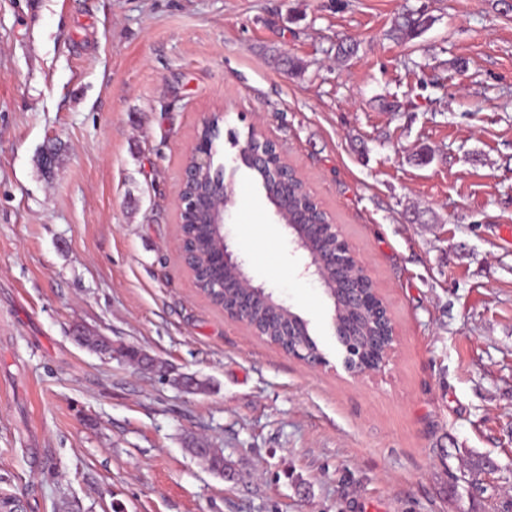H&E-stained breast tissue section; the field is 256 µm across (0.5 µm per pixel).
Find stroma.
I'll return each mask as SVG.
<instances>
[{
  "instance_id": "1",
  "label": "stroma",
  "mask_w": 512,
  "mask_h": 512,
  "mask_svg": "<svg viewBox=\"0 0 512 512\" xmlns=\"http://www.w3.org/2000/svg\"><path fill=\"white\" fill-rule=\"evenodd\" d=\"M406 10L431 22L393 39ZM345 40L359 51L340 60ZM218 105L225 155L260 125L366 261L398 333L383 371L342 369L332 310L249 170L228 240L326 366L251 335L183 268L181 172ZM257 224L272 231L260 259ZM474 459L496 466L475 486ZM510 486L506 0H0V498L18 512H502Z\"/></svg>"
}]
</instances>
